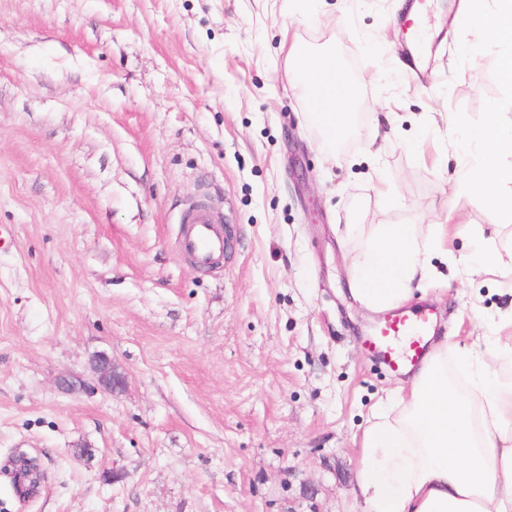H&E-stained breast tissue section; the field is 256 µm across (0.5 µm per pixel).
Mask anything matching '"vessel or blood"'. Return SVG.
Returning <instances> with one entry per match:
<instances>
[{"label":"vessel or blood","mask_w":512,"mask_h":512,"mask_svg":"<svg viewBox=\"0 0 512 512\" xmlns=\"http://www.w3.org/2000/svg\"><path fill=\"white\" fill-rule=\"evenodd\" d=\"M426 8L425 0H410L409 8L398 15L404 45L418 43L420 13ZM181 224L178 246L196 268L207 270L223 260L231 242L207 203L193 202L184 211ZM430 326L429 315L401 306L391 310L373 334L363 338L362 344L373 360L399 376L414 371L428 354Z\"/></svg>","instance_id":"1"}]
</instances>
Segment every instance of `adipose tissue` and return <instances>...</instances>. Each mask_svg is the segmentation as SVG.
Masks as SVG:
<instances>
[{
	"instance_id": "ef3b65f1",
	"label": "adipose tissue",
	"mask_w": 512,
	"mask_h": 512,
	"mask_svg": "<svg viewBox=\"0 0 512 512\" xmlns=\"http://www.w3.org/2000/svg\"><path fill=\"white\" fill-rule=\"evenodd\" d=\"M475 13L472 46L512 78V0H462ZM295 84L307 95L329 140L343 136L356 102L333 49L292 42ZM467 156L456 183L485 195L512 223V99L471 124L451 116ZM420 224H379L352 263L349 291L364 307L395 308L431 271ZM469 394L448 379V345L432 349L404 394L375 414L361 442L354 495L361 512H512V379L471 356Z\"/></svg>"
}]
</instances>
